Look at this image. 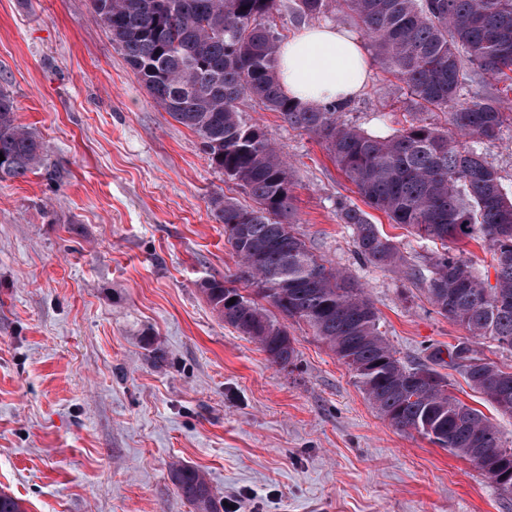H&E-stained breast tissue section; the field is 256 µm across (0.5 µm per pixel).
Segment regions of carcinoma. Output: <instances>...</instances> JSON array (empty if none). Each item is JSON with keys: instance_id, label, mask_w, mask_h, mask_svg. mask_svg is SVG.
I'll return each mask as SVG.
<instances>
[{"instance_id": "cac0c4a2", "label": "carcinoma", "mask_w": 512, "mask_h": 512, "mask_svg": "<svg viewBox=\"0 0 512 512\" xmlns=\"http://www.w3.org/2000/svg\"><path fill=\"white\" fill-rule=\"evenodd\" d=\"M281 0H91L96 20L152 99L192 131L210 165L242 187L253 205L218 195L215 220L238 259L236 280L208 279L213 309L282 368L297 350L285 319L307 325L342 360L380 415L401 432H416L477 466L512 494V441L502 439L482 411L457 398L446 366L501 413L512 416V371L473 345L483 338L512 351V198L479 144L499 138L502 99L482 91L491 78L512 81V0H343L377 58L401 77L413 106L447 115L451 129L421 120L392 136L369 134L340 120L349 104L306 108L280 85V34L273 15ZM336 0H292L294 17L329 18ZM249 98L279 113L293 129L312 134L363 201L422 240L440 243L428 258L426 292L435 311L467 335L428 362L409 364L380 330V315L347 272L328 268L294 230L292 168L262 128L241 119ZM0 180L23 177L46 163L42 140L18 123L11 94L0 86ZM358 254L384 268L405 263L396 243L369 215L336 203ZM466 240L487 245L496 271L491 285L457 253ZM234 304H229L230 298ZM424 373L433 382L406 384ZM171 480L195 512H219L221 502L202 473L177 464Z\"/></svg>"}]
</instances>
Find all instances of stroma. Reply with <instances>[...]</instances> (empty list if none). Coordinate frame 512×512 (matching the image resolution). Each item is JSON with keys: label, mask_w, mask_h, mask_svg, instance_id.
Here are the masks:
<instances>
[{"label": "stroma", "mask_w": 512, "mask_h": 512, "mask_svg": "<svg viewBox=\"0 0 512 512\" xmlns=\"http://www.w3.org/2000/svg\"><path fill=\"white\" fill-rule=\"evenodd\" d=\"M370 66L344 119L391 135L410 119L405 84ZM0 85L48 150L0 181V490L26 512H193L175 462L239 512H512L475 465L391 426L307 326L289 323L298 359L283 369L212 309L200 284L233 279L237 259L211 200L251 199L155 104L89 0H0ZM503 108L481 149L512 195V92ZM240 109L293 166L295 231L363 285L398 357L463 336L424 283L357 254L336 201L362 199L323 145ZM370 218L409 264L435 249Z\"/></svg>", "instance_id": "1"}]
</instances>
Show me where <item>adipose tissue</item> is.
<instances>
[{"mask_svg":"<svg viewBox=\"0 0 512 512\" xmlns=\"http://www.w3.org/2000/svg\"><path fill=\"white\" fill-rule=\"evenodd\" d=\"M278 58L284 93L311 107L353 100L370 75L359 40L333 24L303 26L280 43Z\"/></svg>","mask_w":512,"mask_h":512,"instance_id":"1","label":"adipose tissue"}]
</instances>
